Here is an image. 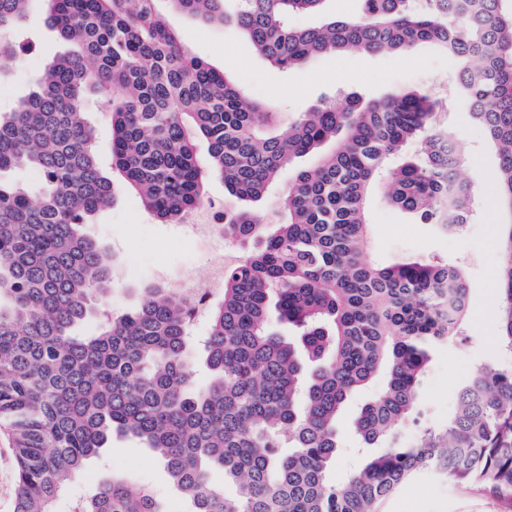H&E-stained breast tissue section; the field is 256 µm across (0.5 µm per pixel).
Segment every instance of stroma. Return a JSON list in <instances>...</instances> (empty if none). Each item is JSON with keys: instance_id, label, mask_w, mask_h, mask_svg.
Segmentation results:
<instances>
[{"instance_id": "stroma-1", "label": "stroma", "mask_w": 512, "mask_h": 512, "mask_svg": "<svg viewBox=\"0 0 512 512\" xmlns=\"http://www.w3.org/2000/svg\"><path fill=\"white\" fill-rule=\"evenodd\" d=\"M168 20L184 34L195 55L231 76L249 99L266 104L284 123L318 105L325 96L340 104L352 96L369 101L407 90L452 97L453 103L443 111L441 120L465 146L461 176L472 190L473 223L459 238L448 240L391 208L376 192L369 203L372 227L366 251L369 260L385 262L441 256L459 264L466 276L467 341L435 354L423 392L435 409L434 424H445L454 408L456 391L477 367L512 365V355L502 352L494 339L498 232L512 217L499 203L496 151L484 132L471 123L465 102L455 95L453 65L447 57L422 45L404 54L370 55L357 50L325 54L304 67L283 72L258 55L233 26L205 25L178 13L169 14ZM23 36L35 48L22 56L13 71L0 77V111L9 110L25 96L47 64L64 49L37 6ZM93 225L97 239L124 260L114 273L111 307L117 314L136 307L140 289L153 285L181 288L194 279L199 268L221 264L237 252L236 246L225 241H186L182 225L153 221L134 194L125 189L94 218ZM88 470L99 478L109 471L121 474L132 487L152 491L167 512H186L188 508L160 460L137 438L114 436L111 454L105 461L91 463ZM379 512H503V506L486 488L452 485L419 475L382 501Z\"/></svg>"}]
</instances>
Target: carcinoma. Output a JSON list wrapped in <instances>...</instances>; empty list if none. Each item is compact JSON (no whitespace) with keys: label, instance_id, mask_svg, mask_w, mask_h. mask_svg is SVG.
<instances>
[{"label":"carcinoma","instance_id":"1","mask_svg":"<svg viewBox=\"0 0 512 512\" xmlns=\"http://www.w3.org/2000/svg\"><path fill=\"white\" fill-rule=\"evenodd\" d=\"M204 24L233 25L273 66L290 71L317 56L434 47L457 67L470 117L499 149L501 203L512 211V15L484 0L471 20L456 0H360L354 20L294 26L326 0H46L66 50L45 77L0 113V423L17 465L14 512H54L66 482L112 435H132L164 462L189 512H376L418 473L488 488L512 503V367H483L458 390L444 426L412 444L398 426L426 420L422 400L434 353L466 339L459 267L439 260H365L367 200L381 191L419 224L448 235L470 222V188L448 185L437 101L409 92L323 104L283 125L248 101L225 73L187 49L159 9ZM34 0H0V72ZM112 117L111 166L143 210L164 224L201 211L204 182L224 178V240L241 252L224 263V288L203 310L205 336L189 332L197 300L161 286L137 309L114 314L115 256L86 224L114 201L94 148L85 96ZM207 144L200 160L196 141ZM297 170L269 215L268 198ZM35 172L41 191L8 179ZM496 341L512 353V226L495 271ZM298 331L278 333L273 318ZM209 375L194 386V344ZM382 378L352 420L360 463L331 474L347 401ZM224 471L229 497L213 484ZM73 512H164L154 494L114 473L75 500Z\"/></svg>","mask_w":512,"mask_h":512}]
</instances>
